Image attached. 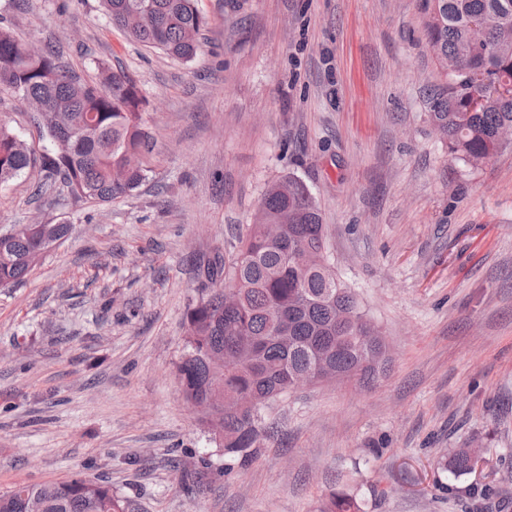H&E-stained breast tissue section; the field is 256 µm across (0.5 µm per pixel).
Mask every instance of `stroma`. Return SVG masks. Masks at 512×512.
I'll return each instance as SVG.
<instances>
[{"instance_id": "stroma-1", "label": "stroma", "mask_w": 512, "mask_h": 512, "mask_svg": "<svg viewBox=\"0 0 512 512\" xmlns=\"http://www.w3.org/2000/svg\"><path fill=\"white\" fill-rule=\"evenodd\" d=\"M184 63L112 28L99 0H0V26L59 51L85 81L107 62L150 102L147 180L107 205L0 186V226L72 224L24 282L0 288V494L79 475L130 512H468L499 484L512 512V147L452 159L423 99L441 77L422 0H198ZM0 120L53 153L19 97ZM305 182L327 262L385 336L371 388L325 385L261 407L248 460L228 457L176 378L203 270L230 260L267 185ZM478 439L457 477L449 448ZM358 503L352 497L331 493L321 504L318 512H359Z\"/></svg>"}]
</instances>
